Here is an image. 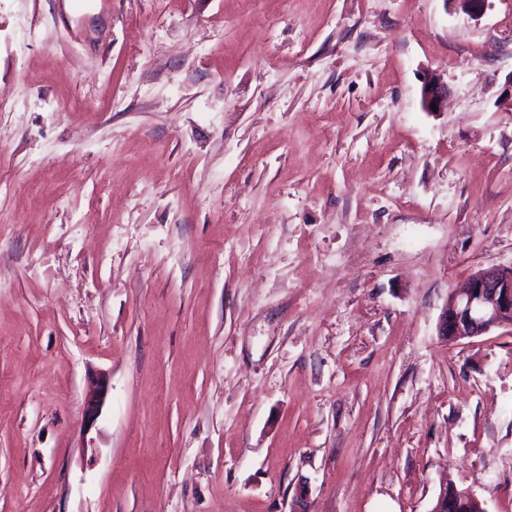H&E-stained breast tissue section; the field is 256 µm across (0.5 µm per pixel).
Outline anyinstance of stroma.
<instances>
[{
  "label": "stroma",
  "mask_w": 512,
  "mask_h": 512,
  "mask_svg": "<svg viewBox=\"0 0 512 512\" xmlns=\"http://www.w3.org/2000/svg\"><path fill=\"white\" fill-rule=\"evenodd\" d=\"M80 2L0 0V512H512V328L436 331L512 265V0ZM448 102V84L443 78L433 72L424 74L421 87V104L427 112H441ZM436 104V111L431 105ZM108 392V378L104 375L99 376L93 382L92 389L89 391L84 405V418L87 427H92L98 419L106 402ZM463 490L468 489H456L446 483L441 487L430 512H446V509L447 512H483L482 502L463 493Z\"/></svg>",
  "instance_id": "1"
}]
</instances>
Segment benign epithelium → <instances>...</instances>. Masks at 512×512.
<instances>
[{"mask_svg":"<svg viewBox=\"0 0 512 512\" xmlns=\"http://www.w3.org/2000/svg\"><path fill=\"white\" fill-rule=\"evenodd\" d=\"M472 20H479L489 6V0H455ZM448 102V84L433 72L424 74L421 104L425 111L441 112ZM512 326V265L492 267L476 273L465 285L448 296L439 318L438 336L460 339L489 333L492 329ZM109 392V380L99 376L93 382L85 405L84 418L91 427L101 414Z\"/></svg>","mask_w":512,"mask_h":512,"instance_id":"7a95c632","label":"benign epithelium"}]
</instances>
